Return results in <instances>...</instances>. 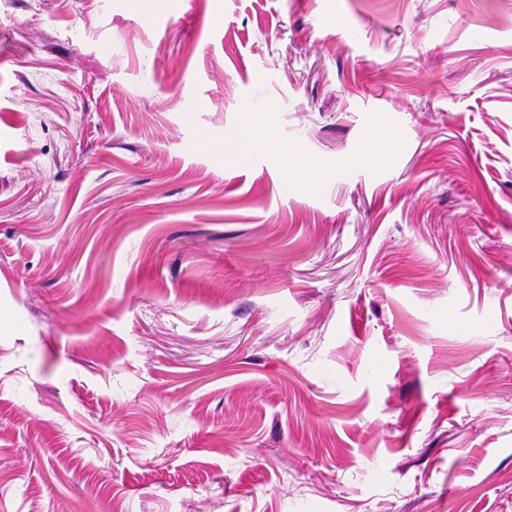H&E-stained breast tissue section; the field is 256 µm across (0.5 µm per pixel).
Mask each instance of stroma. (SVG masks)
I'll list each match as a JSON object with an SVG mask.
<instances>
[{
    "label": "stroma",
    "mask_w": 512,
    "mask_h": 512,
    "mask_svg": "<svg viewBox=\"0 0 512 512\" xmlns=\"http://www.w3.org/2000/svg\"><path fill=\"white\" fill-rule=\"evenodd\" d=\"M0 512H512V0H0ZM268 129L260 120H255L247 129L235 133L231 138V157L238 159L251 149L266 146L264 140Z\"/></svg>",
    "instance_id": "stroma-1"
}]
</instances>
